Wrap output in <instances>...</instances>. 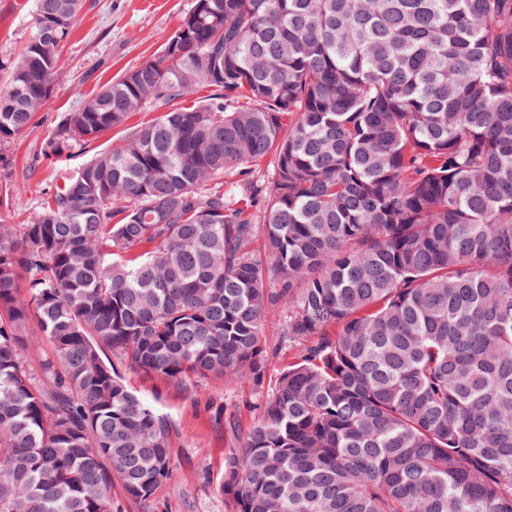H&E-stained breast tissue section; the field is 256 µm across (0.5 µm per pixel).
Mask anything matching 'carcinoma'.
Returning <instances> with one entry per match:
<instances>
[{"mask_svg": "<svg viewBox=\"0 0 512 512\" xmlns=\"http://www.w3.org/2000/svg\"><path fill=\"white\" fill-rule=\"evenodd\" d=\"M84 4L35 0L0 62L1 207ZM147 106L0 224V512L148 500L173 426L112 358L259 394L278 304L300 351L224 457L231 512H512V0H193L42 154Z\"/></svg>", "mask_w": 512, "mask_h": 512, "instance_id": "obj_1", "label": "carcinoma"}]
</instances>
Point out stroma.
Returning <instances> with one entry per match:
<instances>
[{"label": "stroma", "instance_id": "stroma-1", "mask_svg": "<svg viewBox=\"0 0 512 512\" xmlns=\"http://www.w3.org/2000/svg\"><path fill=\"white\" fill-rule=\"evenodd\" d=\"M193 0H86L62 51V68L42 110L11 145L10 189L15 205L0 209V224L26 223L62 183L75 161L49 164L41 154L59 116L78 110L100 86L153 57L191 8ZM33 0H0V59L19 54L30 31ZM129 386L156 405L174 425L170 438L171 479L151 500L126 497L113 485L118 512H229L218 489L224 457L239 440L224 431V412L234 410L242 427L254 419L245 406L249 387L234 378L178 389L143 373L125 370Z\"/></svg>", "mask_w": 512, "mask_h": 512}]
</instances>
